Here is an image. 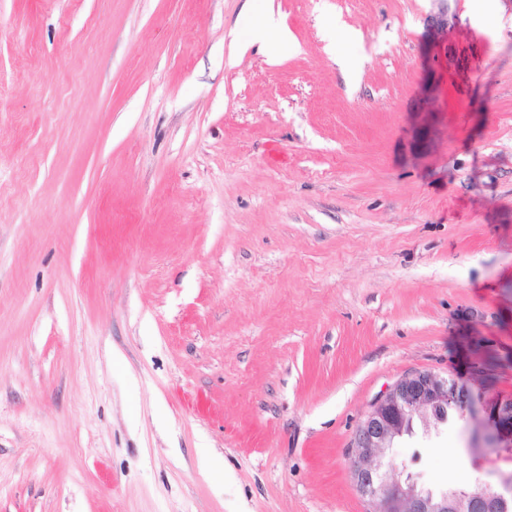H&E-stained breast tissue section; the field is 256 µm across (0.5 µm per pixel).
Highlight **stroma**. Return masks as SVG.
Segmentation results:
<instances>
[{"mask_svg":"<svg viewBox=\"0 0 512 512\" xmlns=\"http://www.w3.org/2000/svg\"><path fill=\"white\" fill-rule=\"evenodd\" d=\"M469 4L424 119L429 0H0V512H372L399 378L512 395V0ZM469 444L393 454L500 488ZM288 37V28L268 16L253 28L250 44H258L261 49L274 54L276 47L287 42Z\"/></svg>","mask_w":512,"mask_h":512,"instance_id":"obj_1","label":"stroma"}]
</instances>
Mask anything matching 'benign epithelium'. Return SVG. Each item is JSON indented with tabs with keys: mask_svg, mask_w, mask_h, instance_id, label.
<instances>
[{
	"mask_svg": "<svg viewBox=\"0 0 512 512\" xmlns=\"http://www.w3.org/2000/svg\"><path fill=\"white\" fill-rule=\"evenodd\" d=\"M431 2L423 17L425 35L443 46L448 66L457 67L466 57V49L448 43V30L458 22L457 0ZM434 99V87L424 86L416 111L431 112ZM454 405L475 437L474 451H512V396L484 402L467 384L448 375L408 373L371 404L352 438V478L358 492L374 505L373 512H512V477L503 480L501 491L483 486L435 491L419 484L391 455L395 441L412 433L414 420L445 424L448 408Z\"/></svg>",
	"mask_w": 512,
	"mask_h": 512,
	"instance_id": "benign-epithelium-1",
	"label": "benign epithelium"
}]
</instances>
